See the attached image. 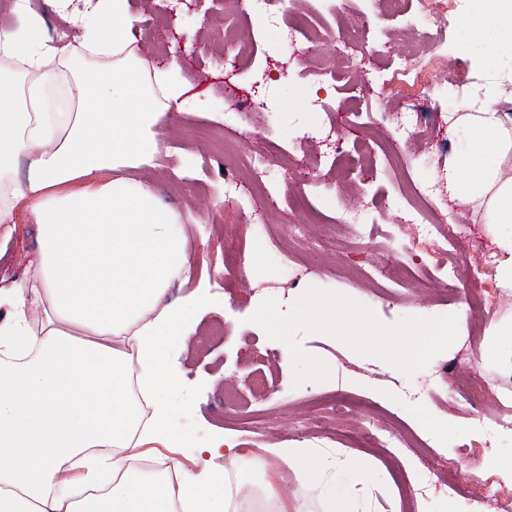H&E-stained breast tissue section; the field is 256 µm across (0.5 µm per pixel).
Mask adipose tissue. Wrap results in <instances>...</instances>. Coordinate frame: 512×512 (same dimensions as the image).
I'll return each instance as SVG.
<instances>
[{"label": "adipose tissue", "instance_id": "1", "mask_svg": "<svg viewBox=\"0 0 512 512\" xmlns=\"http://www.w3.org/2000/svg\"><path fill=\"white\" fill-rule=\"evenodd\" d=\"M90 8L66 54L44 47L25 0H13L17 26L0 29V224L23 205L39 236L35 278L0 288V512H238L258 491L288 512L289 482L217 480L212 458L240 456L221 435L195 449L178 481L132 466L186 445L160 394L178 373L158 340L180 345L188 317L218 306L210 281L224 270L193 277L182 213L126 176L152 166L163 112L189 104L186 86L168 77L178 54L166 68L148 64L127 0ZM500 53L494 42L473 60L481 81L460 102L464 146L444 179L488 224L496 278L512 286V114L499 109L512 101V69ZM176 280L192 289L171 303ZM268 454L305 485L350 464L337 451Z\"/></svg>", "mask_w": 512, "mask_h": 512}]
</instances>
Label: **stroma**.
I'll list each match as a JSON object with an SVG mask.
<instances>
[{
	"mask_svg": "<svg viewBox=\"0 0 512 512\" xmlns=\"http://www.w3.org/2000/svg\"><path fill=\"white\" fill-rule=\"evenodd\" d=\"M181 2L176 8L171 0H130L128 8L140 54L162 67L170 47H177L180 67L171 76L187 84L198 101L193 109L175 107L161 116L169 138L159 148L153 168L133 171L132 176L152 180L167 204L197 216V223L181 227L194 269H224L211 288L223 298V307L192 315L182 344L166 354L180 374L176 385L161 391L170 405L175 432L193 448L218 434L234 437L240 458L233 462L215 458L214 472L244 474L258 485L265 473L255 469L253 461L264 449L343 450L354 465L337 473L335 488L290 485L293 512H331L336 505L353 512L367 469L374 479L393 483L397 489L392 500L378 499L373 512H404L405 492L418 480L419 464L397 449L375 447L367 432L369 420L395 422L435 441L438 449L428 461L431 471L439 476L450 469L456 473L455 488L438 478L419 490V512H465L472 485L458 449L472 440L474 420L499 416L501 410L487 398L457 395L448 376L473 369L488 382L505 381L512 378V349L499 347L497 337L486 330L472 337L471 324L464 321L447 351L408 375L329 335L300 332L296 338L302 348L326 362L330 377L297 387L292 367L281 361L282 343L268 339L249 318L265 298L287 307L310 287L346 295L369 307L386 325L421 314L460 313L471 296L468 281L458 279L454 290H445L441 273L427 257L398 241L403 210L385 209L383 199L396 195L403 180L436 179L447 168L449 154L459 148L461 137L449 131L448 116L468 85L479 83L472 60L496 38L491 31L481 39L474 36L483 0H457L455 26L438 30L424 27L413 0L394 7L381 0H346L337 13L330 0H286L282 10L292 22L303 27L322 23L361 46V62L350 78L325 87L313 68L294 60L285 40H271L263 17L251 11L247 0L235 7L228 0ZM29 11L45 46L59 51L66 45L56 39V28L66 23L68 14L87 13L85 0H72L65 15L55 9L53 0H32ZM243 43L252 44L251 54L239 55ZM415 45L427 46L444 65L430 72L429 95L405 93L391 105L395 112L424 113L431 124L430 138L410 151L407 165L379 162L362 178H344L335 196L312 190L299 195L298 179L282 177L276 213L263 212L257 203L225 198V179L243 174L246 161L258 151L276 158L304 154L309 160L318 159L321 148L300 138L308 127L334 122L354 144L374 137L373 115L382 109L380 91L370 92L355 123H348L341 112L356 98L364 71L393 70L397 56ZM264 69L273 76L276 114L272 117L249 93L255 73ZM462 74L467 75V83L459 82ZM316 97L325 101V111L308 108V100ZM342 208L368 212L376 226L373 238H358L338 226ZM431 210L437 216L447 215L444 231L458 224L469 227L465 249L449 251V266H464L470 253L494 251L491 234L470 208L445 197ZM294 224L304 226L305 240L287 257H280L275 245L287 242ZM38 251L36 226L25 206H18L14 223L0 226V283L34 275ZM248 255L256 262L247 269L243 261ZM390 256L415 267L411 284L393 289L391 296L379 297L377 282L345 280L346 267L370 270ZM405 384L430 388L431 393L417 404L404 401ZM342 397L356 403L355 412L327 424L329 403Z\"/></svg>",
	"mask_w": 512,
	"mask_h": 512,
	"instance_id": "1",
	"label": "stroma"
}]
</instances>
